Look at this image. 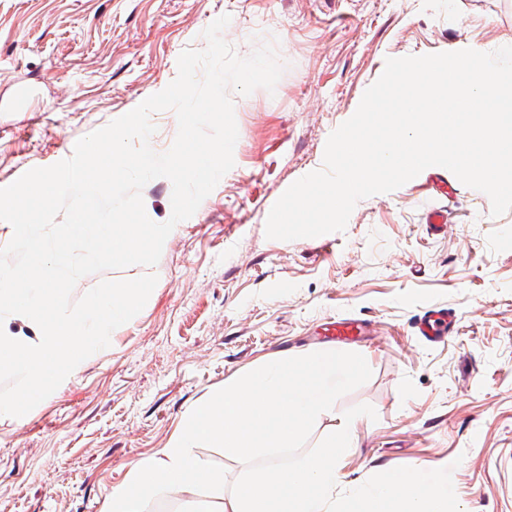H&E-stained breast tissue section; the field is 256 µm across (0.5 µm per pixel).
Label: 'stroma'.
Segmentation results:
<instances>
[{
    "mask_svg": "<svg viewBox=\"0 0 512 512\" xmlns=\"http://www.w3.org/2000/svg\"><path fill=\"white\" fill-rule=\"evenodd\" d=\"M222 15L239 56L276 43L283 75L232 94L235 165L167 237L143 310L29 413L0 418V512H103L198 400L263 360L324 348L337 319L367 325L350 349L372 376L336 411H376L354 422L344 481L449 466L464 512H512V211L492 216L485 193L431 166L360 200L344 231L266 236L270 208L322 167L386 58L512 44V0H0V185L165 89ZM441 204L436 235L425 215ZM431 307L457 336H415Z\"/></svg>",
    "mask_w": 512,
    "mask_h": 512,
    "instance_id": "obj_1",
    "label": "stroma"
}]
</instances>
